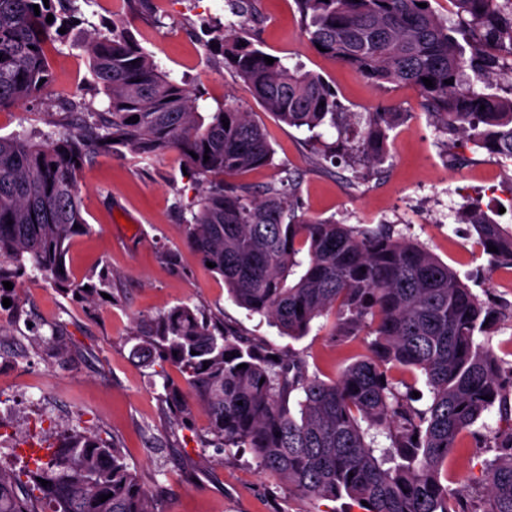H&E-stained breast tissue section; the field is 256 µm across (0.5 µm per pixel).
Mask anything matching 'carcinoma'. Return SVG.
Here are the masks:
<instances>
[{
  "mask_svg": "<svg viewBox=\"0 0 512 512\" xmlns=\"http://www.w3.org/2000/svg\"><path fill=\"white\" fill-rule=\"evenodd\" d=\"M72 2L0 0V109L37 98L50 83L46 47L72 23ZM228 2L238 21L214 32L209 44L219 45L224 67L264 109L310 132L326 158L372 168L384 162L390 131L405 113L370 112L359 128L321 76L277 56L266 64L267 52L246 29L259 17L257 0ZM452 2L457 20L450 25L431 0H294L311 45L373 84L418 89L449 135V160L464 159L456 151L461 140L512 161V6ZM86 51L104 108L81 113L77 130L53 132L44 142L0 138V284L31 269L63 292L95 297L97 286L84 289L65 263L71 241L89 229L78 193L84 165L100 152L145 160L175 150L209 178L187 243L215 264L238 306L291 338L328 312L336 316V340L364 330L374 336L369 355L325 381L296 354L278 355L200 308L177 306L155 317L137 349L187 375L209 418L207 445L247 448L288 493L347 497L362 512H512V366L503 369L489 345L487 304L452 267L388 226L355 229L297 215L288 169L257 195L224 184L226 175L271 163L263 131L234 104L205 121L203 93L170 79L121 20ZM469 71L504 78L506 95L474 87ZM133 115L139 121L127 122ZM327 126L336 132L330 144L322 142ZM468 220L491 260L512 267V230L482 210ZM393 367L425 376V407L396 389ZM493 407L505 426L472 438L493 439L497 455L479 487L461 496L444 485L448 456ZM33 464L0 465V512H163L119 448L92 433L74 435Z\"/></svg>",
  "mask_w": 512,
  "mask_h": 512,
  "instance_id": "cac0c4a2",
  "label": "carcinoma"
}]
</instances>
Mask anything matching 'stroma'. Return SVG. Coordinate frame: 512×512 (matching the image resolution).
I'll return each instance as SVG.
<instances>
[{
  "label": "stroma",
  "mask_w": 512,
  "mask_h": 512,
  "mask_svg": "<svg viewBox=\"0 0 512 512\" xmlns=\"http://www.w3.org/2000/svg\"><path fill=\"white\" fill-rule=\"evenodd\" d=\"M74 6L77 24L47 52L50 84L36 101L0 110L1 137L43 138L69 122L68 101L100 108L103 94L89 71L85 44L89 37L111 35L112 14L101 0H74ZM258 7L262 20L251 32L266 52L322 75L358 115L384 106L405 112L390 133L382 174L353 180L350 167L323 159L304 134L266 112L225 68L221 53L208 47L207 33L231 21L226 0H168L163 9L125 8L121 14L172 79L203 89L210 109L239 106L265 130L272 163L232 177V184L256 192L287 168L298 177L299 214L359 228L393 225L491 303V345L511 364L512 267L491 264L465 214L478 204L512 229V165L472 148L465 151L467 164H449L447 136L425 112L417 90L375 86L317 51L293 0H258ZM184 165L174 151L145 162L100 153L83 168L79 193L90 229L72 241L66 265L77 282L105 270L112 284L106 297L91 303L58 291L39 274L10 290L11 306H0V351L6 354L0 363V431L8 435L0 442V462L23 466L47 456L71 430H89L120 448L163 512H343L340 500L289 495L258 468L251 452L204 447L208 418L179 369L131 352L149 320L178 305L202 309L276 350L296 353L324 380L368 352L364 337L332 341L334 314L320 317L295 340L233 302L222 277L187 243L190 210L207 183ZM54 328L68 342L67 352L51 342ZM165 381L191 405L184 420L174 421L160 397ZM495 455L464 436L448 458L449 488L473 486Z\"/></svg>",
  "instance_id": "obj_1"
}]
</instances>
